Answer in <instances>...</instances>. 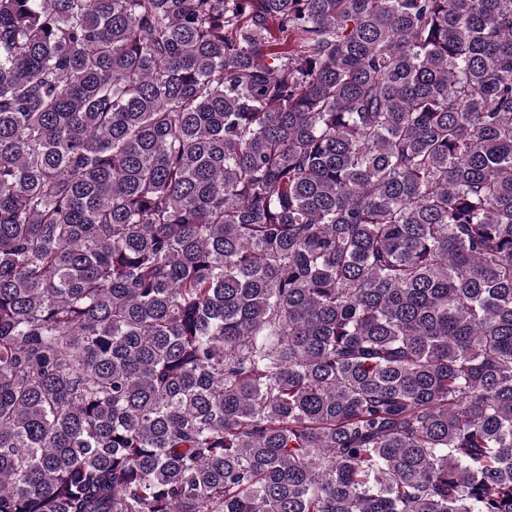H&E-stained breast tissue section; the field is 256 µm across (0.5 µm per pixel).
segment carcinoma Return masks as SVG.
Wrapping results in <instances>:
<instances>
[{
    "label": "carcinoma",
    "mask_w": 512,
    "mask_h": 512,
    "mask_svg": "<svg viewBox=\"0 0 512 512\" xmlns=\"http://www.w3.org/2000/svg\"><path fill=\"white\" fill-rule=\"evenodd\" d=\"M0 512H512V0H0Z\"/></svg>",
    "instance_id": "cac0c4a2"
}]
</instances>
